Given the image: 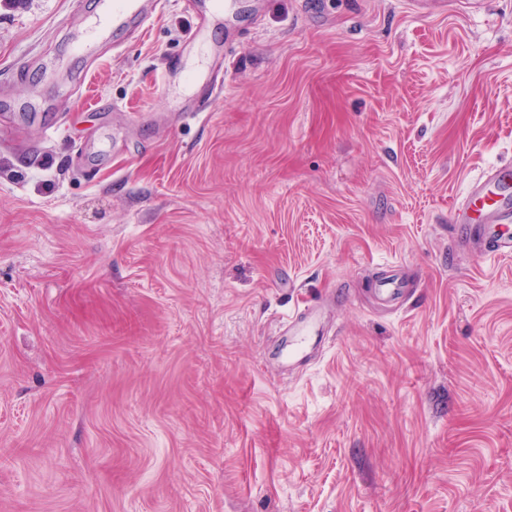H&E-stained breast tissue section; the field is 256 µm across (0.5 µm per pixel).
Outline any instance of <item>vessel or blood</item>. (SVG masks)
I'll use <instances>...</instances> for the list:
<instances>
[{
	"instance_id": "1",
	"label": "vessel or blood",
	"mask_w": 512,
	"mask_h": 512,
	"mask_svg": "<svg viewBox=\"0 0 512 512\" xmlns=\"http://www.w3.org/2000/svg\"><path fill=\"white\" fill-rule=\"evenodd\" d=\"M99 9L87 21L85 35L95 40L108 30L138 31L152 13L151 0H98ZM456 228H471L473 238L465 246H478L482 253H512V170L489 168L474 180L464 200L453 210ZM323 309L314 307L293 313L282 321L279 333L294 339L318 336L323 332Z\"/></svg>"
}]
</instances>
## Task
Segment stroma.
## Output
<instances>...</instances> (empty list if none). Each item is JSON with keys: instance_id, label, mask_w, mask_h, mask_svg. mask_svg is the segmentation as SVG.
Here are the masks:
<instances>
[{"instance_id": "1", "label": "stroma", "mask_w": 512, "mask_h": 512, "mask_svg": "<svg viewBox=\"0 0 512 512\" xmlns=\"http://www.w3.org/2000/svg\"><path fill=\"white\" fill-rule=\"evenodd\" d=\"M95 2L0 0V512H512V254L450 224L512 163V0H223L193 52L165 0L74 53ZM323 314L322 306L296 311L282 321L279 333L294 338L296 345L304 341L302 336H320L323 334Z\"/></svg>"}]
</instances>
